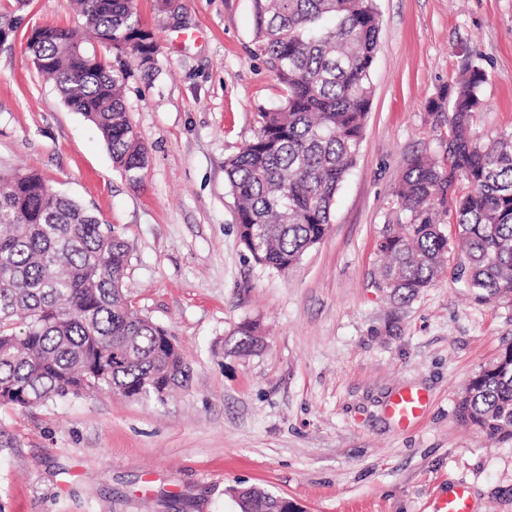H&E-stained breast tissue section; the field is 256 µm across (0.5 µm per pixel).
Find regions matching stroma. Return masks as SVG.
Instances as JSON below:
<instances>
[{
  "label": "stroma",
  "instance_id": "obj_1",
  "mask_svg": "<svg viewBox=\"0 0 512 512\" xmlns=\"http://www.w3.org/2000/svg\"><path fill=\"white\" fill-rule=\"evenodd\" d=\"M375 4L357 161L326 237L279 272L241 245L224 174L282 95L253 55L252 0H183L175 19L135 0L158 43L157 75L125 90L148 152L136 183L25 51L32 28L78 26L70 0H0L18 23L0 46V170L39 171L125 234L126 292L191 367L162 404L102 391L0 408V512H239V487L301 512H433L461 486L470 512H512V443L457 411L470 377L512 344V306L474 303L446 273L404 305L373 284L408 160L443 152L448 112L430 104L469 64L487 74L478 135L512 132V0ZM244 322L262 348L225 352ZM404 389L428 399L406 427L388 410Z\"/></svg>",
  "mask_w": 512,
  "mask_h": 512
}]
</instances>
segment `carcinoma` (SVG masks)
Segmentation results:
<instances>
[{"label": "carcinoma", "instance_id": "1", "mask_svg": "<svg viewBox=\"0 0 512 512\" xmlns=\"http://www.w3.org/2000/svg\"><path fill=\"white\" fill-rule=\"evenodd\" d=\"M80 26L39 27L26 41L36 68L65 105L100 131L122 175L146 162L124 100L134 76L156 70L157 42L133 0H76ZM255 54L279 80L278 103L256 113L258 130L224 160L240 241L259 263L295 266L331 224L336 193L359 154L378 50L375 0H254ZM109 35L112 46L94 41ZM487 75L472 64L455 84L439 158L416 156L395 192L394 221L376 247L375 286L409 302L444 272L448 225L464 250L452 279L476 303L512 305V133L475 131ZM130 246L33 170L0 172V406L28 408L105 390L159 402L190 368L162 325L132 310L124 288ZM260 348L245 322L228 341ZM492 442H512V345L468 381L458 406ZM240 512H291L287 498L236 489Z\"/></svg>", "mask_w": 512, "mask_h": 512}]
</instances>
